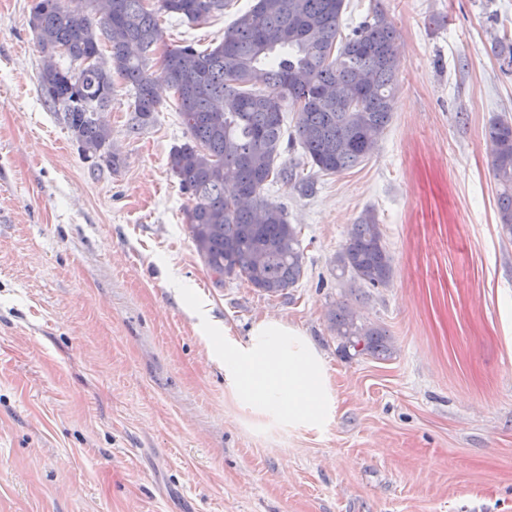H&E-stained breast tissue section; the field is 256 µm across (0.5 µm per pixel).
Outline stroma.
<instances>
[{"label": "stroma", "mask_w": 512, "mask_h": 512, "mask_svg": "<svg viewBox=\"0 0 512 512\" xmlns=\"http://www.w3.org/2000/svg\"><path fill=\"white\" fill-rule=\"evenodd\" d=\"M398 29L393 119L371 157L314 191L266 188L302 229L288 297L215 286L168 170L185 128L165 83L131 131L115 82L100 119L117 170L84 159L45 104L30 0H0V512H512V240L499 229L485 133L512 119V0H346ZM254 0L202 24L162 16L167 45L205 49ZM373 211L387 285L349 290L336 255ZM243 343L264 318L320 350L335 394L323 430L245 407L176 285ZM384 326L386 361L345 356L336 302Z\"/></svg>", "instance_id": "stroma-1"}]
</instances>
